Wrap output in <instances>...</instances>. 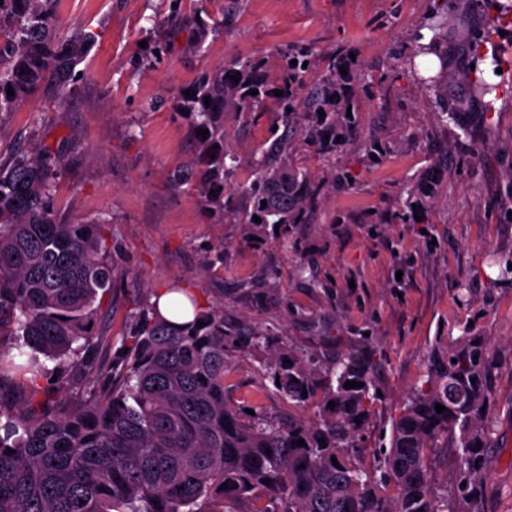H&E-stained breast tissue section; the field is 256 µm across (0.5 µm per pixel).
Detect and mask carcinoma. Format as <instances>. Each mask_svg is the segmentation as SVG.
<instances>
[{
    "label": "carcinoma",
    "mask_w": 512,
    "mask_h": 512,
    "mask_svg": "<svg viewBox=\"0 0 512 512\" xmlns=\"http://www.w3.org/2000/svg\"><path fill=\"white\" fill-rule=\"evenodd\" d=\"M55 2L0 0V113L49 81L66 88L94 41L82 28L57 37ZM450 36L476 44L482 28L438 31L420 47L439 63L429 85L436 111L483 112L496 86L480 77L467 97L448 100ZM254 72L234 62L179 102L199 152L170 184L195 182L221 214L224 110L255 111L260 95L250 91L261 87ZM333 89L325 84L307 106L288 84L279 100L286 112H320ZM201 129L209 135H198ZM54 179L37 148L0 162V512H482L496 370L482 337L431 351L422 384L392 420L389 445L366 466L359 437L382 400L370 350L321 361L277 349L273 335L225 320L224 301L203 308L191 297L194 317L180 325L148 304L103 364L92 322L96 302L112 288V262L100 222L57 214ZM248 191V224L256 216L263 224L299 223L312 193L307 177L263 161ZM244 347L274 349L258 373L288 406L277 416L247 413L226 386L229 355ZM66 367L77 368L81 387L76 401L55 405L39 381ZM348 381L358 386L344 387ZM310 404L313 417L297 415ZM437 404L445 411L436 412ZM441 437L459 461L451 491L432 478Z\"/></svg>",
    "instance_id": "obj_1"
}]
</instances>
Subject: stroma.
<instances>
[{"label":"stroma","instance_id":"stroma-1","mask_svg":"<svg viewBox=\"0 0 512 512\" xmlns=\"http://www.w3.org/2000/svg\"><path fill=\"white\" fill-rule=\"evenodd\" d=\"M482 24V54L512 61V0H60L59 35L95 39L74 90L47 83L0 114V157L46 147L61 217L104 220L112 291L95 331L111 359L146 298L187 289L227 320L274 332L284 348L323 357L374 349L385 397L362 435L373 450L431 349L464 332L499 363L482 512H512V71L489 112L442 118L415 49L431 25ZM343 81L350 113L282 111L275 96L291 59L306 68L298 93ZM233 62L258 67L265 97L224 114V212L193 186L172 187L198 145L176 116L202 76ZM336 125L340 140L315 131ZM282 152H274V144ZM286 162L318 185L298 224H248L242 190L256 161ZM223 260H216V247ZM271 350L236 354L226 383L238 401L277 414L285 405L256 371Z\"/></svg>","mask_w":512,"mask_h":512}]
</instances>
